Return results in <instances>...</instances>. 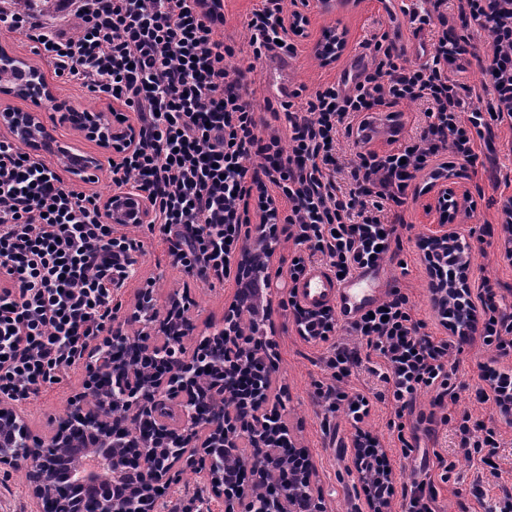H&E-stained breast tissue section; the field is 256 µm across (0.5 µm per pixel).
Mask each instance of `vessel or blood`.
I'll return each instance as SVG.
<instances>
[{
    "label": "vessel or blood",
    "instance_id": "1",
    "mask_svg": "<svg viewBox=\"0 0 512 512\" xmlns=\"http://www.w3.org/2000/svg\"><path fill=\"white\" fill-rule=\"evenodd\" d=\"M379 285V272L375 269L340 281L326 267L315 266L299 282L296 293L304 307L320 309L330 306L336 309L343 321L350 322L379 302Z\"/></svg>",
    "mask_w": 512,
    "mask_h": 512
}]
</instances>
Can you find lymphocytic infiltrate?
<instances>
[{
    "label": "lymphocytic infiltrate",
    "instance_id": "obj_1",
    "mask_svg": "<svg viewBox=\"0 0 512 512\" xmlns=\"http://www.w3.org/2000/svg\"><path fill=\"white\" fill-rule=\"evenodd\" d=\"M403 7L417 30L434 29L430 62L407 66L386 36L368 43L371 64L350 89L333 83L316 88L301 106L266 103L282 110L287 137L262 136L256 105L243 73L224 60L232 45L219 39L224 0H56V17L0 6V23L24 35L33 52L52 64L57 77L133 112L140 141L112 168V182L144 192L152 205L148 230H159L176 265L206 268L213 279L231 274L248 199L258 193L266 211L274 185L290 210L284 231L308 254L288 271L299 281L313 258L333 273L351 276L379 268L401 247L408 224L400 213L407 190L430 158L451 150L476 165L477 133L487 121L471 105L473 90L448 76L463 48L448 38L441 8ZM283 0H262L247 27L254 58L268 56L284 40ZM74 18L79 32L65 29ZM401 101L425 106L427 125L416 141L386 154L357 153L341 164L339 137H351L367 112ZM346 173L347 185L336 176ZM141 241L107 223L96 194L69 187L44 158L0 135V393L24 401L60 378L84 357L117 313L113 296L125 287ZM485 294L479 340L491 355L478 365L477 402H493L512 419V320L499 315L493 282ZM297 332L329 342L340 329L332 308L312 311L289 296ZM414 317L407 296L392 289L385 301L349 325L382 358L375 373L382 391L337 393L355 422L374 402L390 403L397 431L408 432L403 454L420 439L406 426L417 393L435 389V406L455 397L458 341L434 340ZM464 457L493 466L500 449L495 429L457 423Z\"/></svg>",
    "mask_w": 512,
    "mask_h": 512
}]
</instances>
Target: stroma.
Returning a JSON list of instances; mask_svg holds the SVG:
<instances>
[{
  "label": "stroma",
  "instance_id": "obj_1",
  "mask_svg": "<svg viewBox=\"0 0 512 512\" xmlns=\"http://www.w3.org/2000/svg\"><path fill=\"white\" fill-rule=\"evenodd\" d=\"M260 0H224V40L234 44L237 51L228 58L230 67L241 69L256 99L271 96L282 78H289L292 88L313 91L320 84L337 81L339 73L353 57L368 58L364 44L373 33L387 34L410 65L423 63L424 50L429 49L432 35L420 33L418 39H409L411 30L408 19L399 9V0H332L331 8H324L320 0H308L306 12L310 19V37L295 41L296 55L288 75H281L272 60H254L247 51L249 31L247 22ZM448 18L459 35L469 39L475 51L466 57L462 68L451 75L461 83L477 89L473 107L487 109L498 103L494 91L484 90L483 62L491 61L493 44L486 30L464 25L459 17V0H448ZM344 25L349 33L345 54L336 63L324 65L313 49V41L333 25ZM0 46L23 57L51 75L57 100L66 102L77 111L100 112L106 110L107 99L98 98L80 87L63 83L55 77L51 65L35 56L31 43L24 36L0 27ZM394 112L401 124L397 134L382 132L370 142L371 148L383 154L399 149L418 136L425 126L421 105L400 103ZM492 149L482 155L476 166L463 167L462 172L475 207L458 217L459 229L467 235L472 245L470 272L474 280L490 279L496 285V304L501 313L512 316V261L505 256V236L502 230V204L512 196V122L494 120L488 131ZM404 218L412 224L410 240L404 241L400 251L388 254L383 262V291L399 287L409 298L412 313L427 324L429 334L438 339L447 338V330L440 324L433 308L428 288L427 270L418 247L431 227L426 224L416 199H409L404 208ZM144 243L137 256L135 273L128 284L114 297L121 313L130 312L135 295L150 291L160 315H167L174 300L188 298L190 313L198 322L195 337L186 340L188 353H195L203 338L213 334L224 321V312L233 299L236 289L234 279L213 284L196 281L173 263L168 246L160 234L141 228L136 232ZM269 237L276 247V258L271 267L275 289L270 294V317L264 327L263 340L269 344L272 365V397L269 406L275 407L280 422L288 428L293 447L305 449L311 463L310 485L323 512H366L365 492L358 481L352 464V442L355 430L351 421L341 412H330L328 402L315 398L316 384L339 386L341 391L371 392L381 383L372 369L378 366V356L370 355L366 342L349 329H340L337 346L360 352L364 360L353 375L343 382H336L327 364L328 346L309 342L295 330L293 314L286 309L291 281L288 268L295 255L293 241L287 240L281 230L270 231ZM488 356L481 347L466 349L458 367L457 398L446 402L445 408L452 416L470 414L473 421L497 428L501 448L496 468L469 462L459 451L460 436L453 424L433 420L432 435L421 436L418 452L404 457L396 432L390 423L394 418L389 405H375L365 418L362 427L379 443L388 465L392 469L395 489L390 499L391 512H402L400 491L410 482L412 473L419 467L422 453L439 452L446 459L455 461L461 477L460 483L442 482L438 468L426 474L437 492L438 512H485L489 504L501 495L502 487L512 488V425L505 424L492 403H478L474 398L477 383V364ZM89 371L87 363H80L63 375L61 381L43 388L34 398L23 401L29 428L33 434L44 436L51 430L52 422L65 416L76 395L87 392ZM480 488L481 497H474L473 488ZM180 512H224L223 500L217 499L207 488L199 473L189 468L176 471L174 482L163 500L161 512L171 507Z\"/></svg>",
  "mask_w": 512,
  "mask_h": 512
}]
</instances>
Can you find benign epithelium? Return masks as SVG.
Returning <instances> with one entry per match:
<instances>
[{
  "label": "benign epithelium",
  "mask_w": 512,
  "mask_h": 512,
  "mask_svg": "<svg viewBox=\"0 0 512 512\" xmlns=\"http://www.w3.org/2000/svg\"><path fill=\"white\" fill-rule=\"evenodd\" d=\"M512 17V0H491L485 23L497 24ZM309 18L297 11L284 27L288 36L308 37ZM347 30L338 26L327 29L316 45L317 55L326 64L340 59L347 48ZM26 73L22 86L1 88L0 94L31 103L23 111L13 107L0 110V131L30 149L48 151L56 156L63 170L75 182L89 183L106 164H113L136 148L139 132L128 121L106 112L62 113L46 116L48 103L55 101L53 87L42 71L26 59L0 49V69ZM69 124L96 141L98 151L87 153L75 146L61 145L54 136L55 123ZM470 192L462 173L448 172L435 166L425 176L424 185L416 189V200L423 217L433 224L426 237L438 261L428 267L431 300L434 306L448 309V241L460 240L455 220L469 202ZM105 219L112 224H144L150 217V204L143 196L117 190L103 203ZM266 217L248 226L241 238L235 260L237 289L224 314L220 327L205 346V351L188 357L181 347L185 337L198 330L189 306L173 301L175 310L159 318L148 291L140 292L128 321L139 324L135 348H130L120 329L108 325L110 339L92 352V385L108 389L107 396L91 404L77 396L72 400L70 415L58 420L50 439L31 433L24 412L7 396H0V469L24 468L29 475V490L36 512H107V506L126 504L124 512H157L162 492L172 483L178 467H190L202 474L212 493L224 499V512H298L282 492L271 491L259 500L241 494L243 479L262 481L287 449L279 447L265 429L264 400L241 402V412H216L210 405L215 393L229 390L243 394L238 373L253 364L262 367L266 358L254 353L242 338L236 319L238 309L253 303L252 285L258 290L271 288L269 269L275 248L264 234ZM465 261L454 288L473 293L475 283ZM143 353L155 366L143 379L129 377L125 364L131 353ZM219 366L218 380L204 390L196 382L199 371ZM146 421L148 426L136 433L126 430L127 421ZM96 440L114 469L112 485L106 487L95 473L80 472V467L62 464L55 459L53 448L62 443L80 448ZM229 451L240 460L237 477L224 481L222 455ZM56 484L57 496L51 501L45 487Z\"/></svg>",
  "instance_id": "benign-epithelium-1"
}]
</instances>
